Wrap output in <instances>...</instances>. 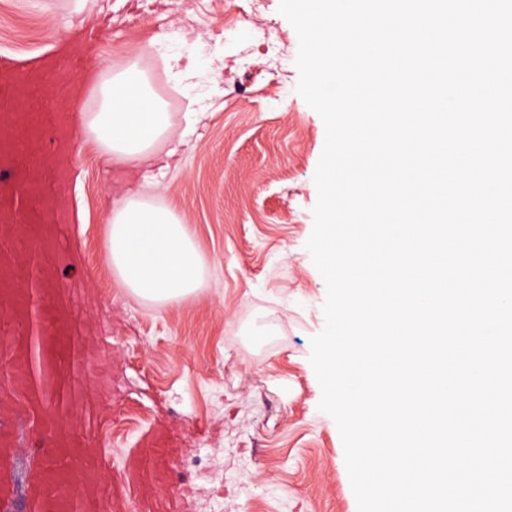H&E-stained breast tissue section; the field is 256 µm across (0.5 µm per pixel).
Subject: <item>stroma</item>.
<instances>
[{
  "label": "stroma",
  "mask_w": 512,
  "mask_h": 512,
  "mask_svg": "<svg viewBox=\"0 0 512 512\" xmlns=\"http://www.w3.org/2000/svg\"><path fill=\"white\" fill-rule=\"evenodd\" d=\"M279 0H0V56L57 53L83 26L84 66L103 75L137 63L179 134L204 99L210 116L189 147L155 162L150 198L173 205L204 258L202 285L174 304L139 300L102 259L112 208L142 182L78 136L63 183L67 252L57 283L93 336L88 391L109 418L90 442L103 485L158 428L167 470L152 492L127 491L126 512H357L334 420L321 412L309 361L325 325V281L305 248L325 143L321 117L296 91L298 36ZM262 26L265 44L250 35ZM166 34L144 48L132 31ZM190 47L192 78L167 63ZM220 55L216 72L207 58Z\"/></svg>",
  "instance_id": "obj_1"
}]
</instances>
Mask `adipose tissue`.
I'll use <instances>...</instances> for the list:
<instances>
[{
    "mask_svg": "<svg viewBox=\"0 0 512 512\" xmlns=\"http://www.w3.org/2000/svg\"><path fill=\"white\" fill-rule=\"evenodd\" d=\"M99 107L77 113L85 137L111 162L139 167L154 185L150 162L171 143L170 114L136 65L112 73L98 85ZM103 259L134 295L175 303L201 284L203 261L189 225L169 207L127 192L109 215Z\"/></svg>",
    "mask_w": 512,
    "mask_h": 512,
    "instance_id": "obj_1",
    "label": "adipose tissue"
}]
</instances>
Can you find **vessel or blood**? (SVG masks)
<instances>
[{"label": "vessel or blood", "mask_w": 512, "mask_h": 512, "mask_svg": "<svg viewBox=\"0 0 512 512\" xmlns=\"http://www.w3.org/2000/svg\"><path fill=\"white\" fill-rule=\"evenodd\" d=\"M53 70L47 64L17 71L9 59L0 57L1 125L14 122L12 106L41 92ZM42 107L53 145L35 155L25 173L15 167V141L0 137V178L15 183L10 193L0 194V235L14 243L12 249L0 248V281L14 283L9 315L24 328L0 341L8 351L5 364L12 384L11 390L0 393V501H8L14 492L7 464L17 447L11 423L21 414L30 421L40 451L48 458L31 474L28 512H101L107 498L114 512H124L125 487L148 484L154 476L150 449L156 440L147 438L145 450L132 456L111 492H103L99 463L85 448L86 422L71 416L73 384L78 374L87 372L93 345L64 338L72 324L73 299L55 281L52 254L60 214L56 194L43 187L45 175L63 177L77 129L51 102ZM21 205L30 211V223H16Z\"/></svg>", "instance_id": "1"}]
</instances>
